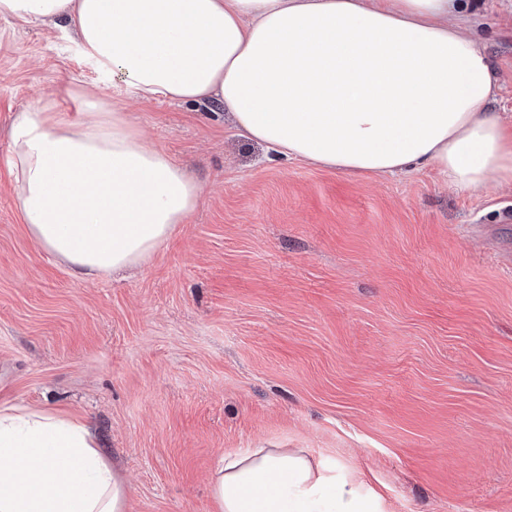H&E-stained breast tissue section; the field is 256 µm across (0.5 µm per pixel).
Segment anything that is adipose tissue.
<instances>
[{
    "mask_svg": "<svg viewBox=\"0 0 512 512\" xmlns=\"http://www.w3.org/2000/svg\"><path fill=\"white\" fill-rule=\"evenodd\" d=\"M466 0H0L55 23L141 99L215 101L277 153L362 174L432 168L454 188L512 184L499 77L449 23ZM73 117L14 113L9 165L31 238L88 279L149 259L201 189L126 112L74 87ZM214 512H384L380 496L301 448L225 453ZM126 487L79 419L0 408V512H125Z\"/></svg>",
    "mask_w": 512,
    "mask_h": 512,
    "instance_id": "adipose-tissue-1",
    "label": "adipose tissue"
}]
</instances>
